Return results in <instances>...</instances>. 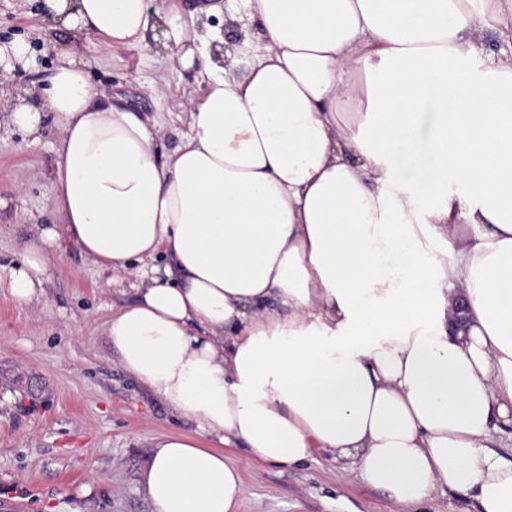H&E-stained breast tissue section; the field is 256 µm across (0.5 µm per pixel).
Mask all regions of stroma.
<instances>
[{
    "instance_id": "obj_1",
    "label": "stroma",
    "mask_w": 512,
    "mask_h": 512,
    "mask_svg": "<svg viewBox=\"0 0 512 512\" xmlns=\"http://www.w3.org/2000/svg\"><path fill=\"white\" fill-rule=\"evenodd\" d=\"M206 4L214 11L199 19L196 9ZM150 9L190 31L226 27L235 14L250 34L259 32L243 0H150ZM38 12V0H0V43L26 38L38 61L29 71L0 69L1 90L51 74L53 47L66 36ZM77 49L102 100L123 97L153 120L159 148L171 153L185 129L178 116L186 100L203 92L178 68V46L150 34L138 46L106 47L89 34ZM60 136L50 117L34 137L0 112L1 268L19 263L41 229L61 221L53 152ZM51 261L38 301L17 305L0 288V512L17 500L25 512H153L141 473L156 440L214 442L129 376L108 347L105 316L135 302L133 276L99 271L71 245ZM224 455L245 485L236 512H481L471 496L444 486L420 504L397 505L365 485L349 461L323 451L289 468L256 460L240 443L225 445Z\"/></svg>"
}]
</instances>
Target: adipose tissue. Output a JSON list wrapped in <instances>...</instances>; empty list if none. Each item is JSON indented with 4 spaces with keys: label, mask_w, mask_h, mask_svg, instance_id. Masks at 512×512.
I'll list each match as a JSON object with an SVG mask.
<instances>
[{
    "label": "adipose tissue",
    "mask_w": 512,
    "mask_h": 512,
    "mask_svg": "<svg viewBox=\"0 0 512 512\" xmlns=\"http://www.w3.org/2000/svg\"><path fill=\"white\" fill-rule=\"evenodd\" d=\"M264 41L180 67L203 85L159 157L149 118L102 104L56 49L47 84L0 100L38 131L50 111L59 224L0 282L37 299L62 242L140 280L105 332L120 365L213 439L156 442L154 512H234L239 441L290 467L321 450L400 505L439 486L512 512V0H247ZM43 20L108 46L156 26L149 0H42ZM438 114L431 180L393 173L420 112ZM278 310L267 311L269 302Z\"/></svg>",
    "instance_id": "ef3b65f1"
}]
</instances>
